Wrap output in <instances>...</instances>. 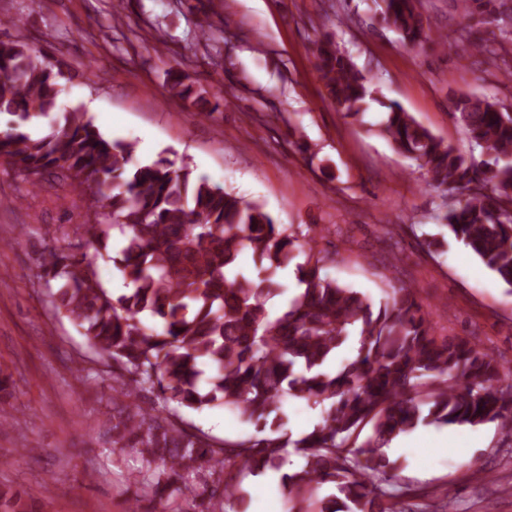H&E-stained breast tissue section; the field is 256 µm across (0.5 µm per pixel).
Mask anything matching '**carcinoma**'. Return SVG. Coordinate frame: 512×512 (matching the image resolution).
I'll list each match as a JSON object with an SVG mask.
<instances>
[{
	"label": "carcinoma",
	"mask_w": 512,
	"mask_h": 512,
	"mask_svg": "<svg viewBox=\"0 0 512 512\" xmlns=\"http://www.w3.org/2000/svg\"><path fill=\"white\" fill-rule=\"evenodd\" d=\"M419 0H384L383 22L417 46L431 39ZM464 25L488 23L512 0H461ZM315 68L339 111L363 117L376 101L372 79L336 43H318ZM40 52L0 40V161L31 186L49 178L83 205L85 237L56 248L40 267L55 311L83 329L112 361V447L134 448L141 484L171 488L200 512H247L242 477L278 468L288 402L323 408V423L294 442L300 464L283 474L287 512H395V470L384 447L420 424L496 421L512 436V368L467 337L437 333L432 313L404 284L374 302L339 283L336 253L318 248L330 227L308 233L276 223L264 206L160 156L140 165L131 142L109 141L79 107L31 127L57 107L61 80ZM167 91L207 116L219 111L189 76L169 75ZM457 122L490 157V184L473 158L388 105L378 134L425 170L428 186L457 194L448 234L467 246L512 295V112L488 97L451 98ZM123 236L117 269L132 285L117 298L88 251ZM251 252L254 270L238 260ZM298 284L281 314L267 307L287 287L280 272L299 255ZM222 406L258 437L217 446L180 409ZM371 432L359 439L365 426ZM207 469L202 498L188 477Z\"/></svg>",
	"instance_id": "cac0c4a2"
}]
</instances>
